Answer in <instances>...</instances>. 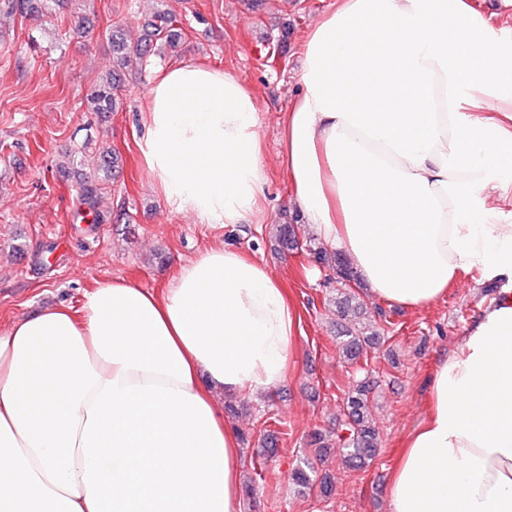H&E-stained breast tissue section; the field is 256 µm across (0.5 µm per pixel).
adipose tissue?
I'll return each mask as SVG.
<instances>
[{
    "mask_svg": "<svg viewBox=\"0 0 512 512\" xmlns=\"http://www.w3.org/2000/svg\"><path fill=\"white\" fill-rule=\"evenodd\" d=\"M281 157L304 224L370 297L409 309L466 274L512 280V22L476 0H336L301 49ZM140 145L168 205L260 211L253 95L185 60L150 83ZM299 317L220 247L157 293L115 279L0 335V512H243L216 392L276 388ZM389 512H512V289L441 356Z\"/></svg>",
    "mask_w": 512,
    "mask_h": 512,
    "instance_id": "1",
    "label": "adipose tissue"
}]
</instances>
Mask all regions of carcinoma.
Segmentation results:
<instances>
[{
	"instance_id": "carcinoma-1",
	"label": "carcinoma",
	"mask_w": 512,
	"mask_h": 512,
	"mask_svg": "<svg viewBox=\"0 0 512 512\" xmlns=\"http://www.w3.org/2000/svg\"><path fill=\"white\" fill-rule=\"evenodd\" d=\"M56 2L57 0H0V9L4 8L9 14L22 17L36 16L52 13ZM149 27L150 31L135 41L124 37L122 30L112 29V54L117 56V65L126 68L134 61L141 63L148 55L163 48L172 53L176 51L184 35L182 21L176 14L169 10H158ZM123 87L122 75L118 70H112V74L91 97L93 111H116L120 105ZM115 163L117 158L112 154V149L94 146L89 134L85 135L81 144L70 152L68 164L87 169L75 189L78 203L75 218L83 221L89 217L93 224H104L108 221V212L102 210V202L105 195L112 193L110 180ZM294 221L296 218L293 217L289 222L276 225L275 242L278 251H306L314 255L320 263L336 268L337 279L344 284L343 291L336 301L340 319L365 314V303L359 293L354 291L357 278L350 265L337 254L329 252L324 245L310 240H300L296 234ZM341 333L340 348L345 361L348 365L357 367L359 371L365 370L369 352L376 348L381 340L380 333L356 332L346 325L342 326ZM374 391L375 383L365 376L356 381V384L344 394L341 433L336 435L334 441L321 432L312 433L310 445L315 447V456L321 458L327 455L328 448L336 442L342 447L344 463L350 468H365L376 458L381 440L379 430L369 412V403ZM312 473L313 463L305 459L291 472L292 483L303 490L317 489L324 497L331 495L332 479L324 477L317 484L312 478Z\"/></svg>"
}]
</instances>
